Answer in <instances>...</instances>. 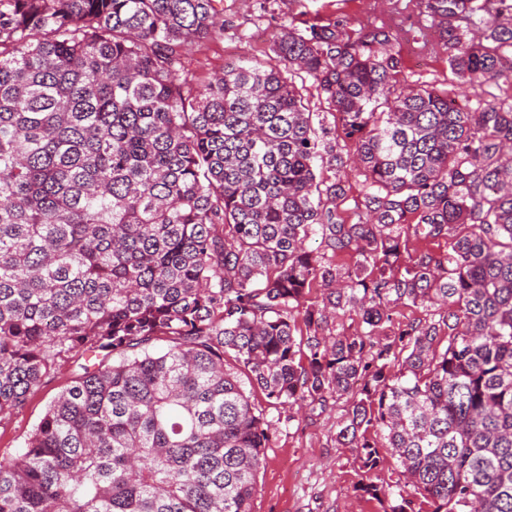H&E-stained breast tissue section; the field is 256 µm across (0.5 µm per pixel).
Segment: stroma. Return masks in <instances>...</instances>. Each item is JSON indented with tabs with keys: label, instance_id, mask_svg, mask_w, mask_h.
Here are the masks:
<instances>
[{
	"label": "stroma",
	"instance_id": "stroma-1",
	"mask_svg": "<svg viewBox=\"0 0 512 512\" xmlns=\"http://www.w3.org/2000/svg\"><path fill=\"white\" fill-rule=\"evenodd\" d=\"M337 20L349 35L366 27H387L401 60V84L433 87L464 98L471 108L488 100L512 101V83H460L448 69V53L421 0H224V38L190 45L182 55L185 72L204 83L231 59H272L274 36L315 19ZM80 371L72 358L16 411L0 417V459L18 457L48 405ZM340 404L304 408L281 422L265 450L257 477L253 512H381L376 501L356 491L359 462L354 449L336 443Z\"/></svg>",
	"mask_w": 512,
	"mask_h": 512
}]
</instances>
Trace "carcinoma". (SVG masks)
<instances>
[{
	"instance_id": "obj_1",
	"label": "carcinoma",
	"mask_w": 512,
	"mask_h": 512,
	"mask_svg": "<svg viewBox=\"0 0 512 512\" xmlns=\"http://www.w3.org/2000/svg\"><path fill=\"white\" fill-rule=\"evenodd\" d=\"M423 3L460 82L512 83V2ZM220 5L0 0V415L90 360L0 459V512H253L274 423L246 383L344 401L383 512H512V104L397 91L390 32L338 21L196 83L181 50L224 38ZM296 84L305 103L308 104L310 112H315L313 115L314 127L318 128V122L323 120L326 125L333 128L336 119L331 114V112L334 111L330 109V106L325 100V96L319 94L316 87L312 84V81L306 80V82L302 84L301 81L297 79ZM364 177L358 175H351L345 183V196L340 203V211L344 218L348 220H357L358 207L363 201V186L362 182Z\"/></svg>"
}]
</instances>
